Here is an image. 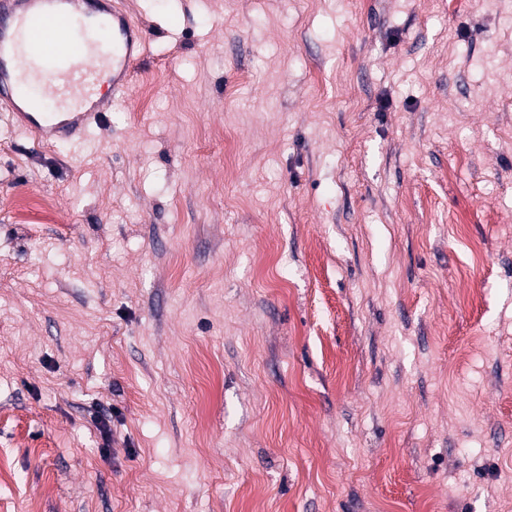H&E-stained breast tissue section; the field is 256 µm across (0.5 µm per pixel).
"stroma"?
Here are the masks:
<instances>
[{
  "label": "stroma",
  "mask_w": 512,
  "mask_h": 512,
  "mask_svg": "<svg viewBox=\"0 0 512 512\" xmlns=\"http://www.w3.org/2000/svg\"><path fill=\"white\" fill-rule=\"evenodd\" d=\"M118 6L0 110V512H512V0ZM111 2L0 1V106L42 144L84 138L103 124L112 96L130 87L146 33ZM103 73L109 75L107 97L94 89ZM54 80L63 81L64 91H80L75 105H51L46 89Z\"/></svg>",
  "instance_id": "35a3bbf8"
}]
</instances>
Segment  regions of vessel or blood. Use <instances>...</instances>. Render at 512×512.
<instances>
[{
  "mask_svg": "<svg viewBox=\"0 0 512 512\" xmlns=\"http://www.w3.org/2000/svg\"><path fill=\"white\" fill-rule=\"evenodd\" d=\"M145 50L144 28L112 0H0V107L43 144L84 138Z\"/></svg>",
  "mask_w": 512,
  "mask_h": 512,
  "instance_id": "vessel-or-blood-1",
  "label": "vessel or blood"
}]
</instances>
